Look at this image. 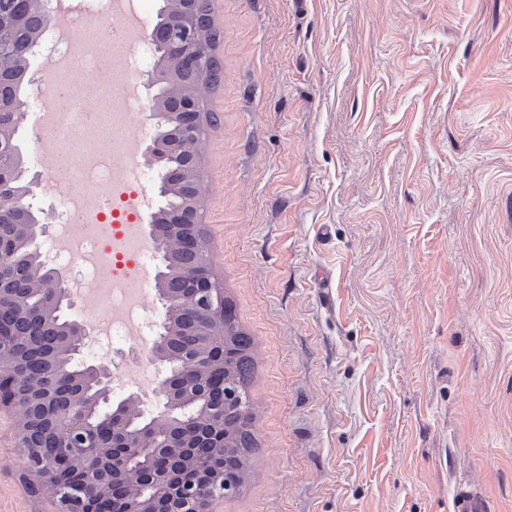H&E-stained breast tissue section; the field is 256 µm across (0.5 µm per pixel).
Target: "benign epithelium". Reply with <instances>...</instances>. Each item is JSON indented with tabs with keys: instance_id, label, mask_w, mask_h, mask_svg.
<instances>
[{
	"instance_id": "obj_1",
	"label": "benign epithelium",
	"mask_w": 512,
	"mask_h": 512,
	"mask_svg": "<svg viewBox=\"0 0 512 512\" xmlns=\"http://www.w3.org/2000/svg\"><path fill=\"white\" fill-rule=\"evenodd\" d=\"M162 18L174 36L158 29L156 43L163 60L177 58L182 70L152 71L148 82L205 73L213 46L199 38L211 22L200 0H177ZM52 19L47 0H0V410L14 417L26 472L50 491L56 512H215V503L235 491L223 472L206 485L178 483L168 467L152 464L160 457L176 461L192 448L224 447V415L243 402L224 390V288L212 273L201 224V150L183 148L186 138L202 141L207 101L187 95L170 112L162 89L151 106L163 128L150 148L153 164L164 170L160 193L175 200L152 216L148 237L159 251L177 237L195 259L175 264L166 256V271L157 277L164 331L151 354L171 368L158 385L160 410L147 416L132 396L110 404V365L81 373L64 367L88 331L62 316L66 295L57 270L33 261L43 257L37 238L44 225L29 202L34 181L25 178L15 133L22 86L35 80L33 43ZM156 416L168 420L165 430L149 425ZM60 423L65 434L58 441ZM135 472L145 494L115 496L113 480Z\"/></svg>"
}]
</instances>
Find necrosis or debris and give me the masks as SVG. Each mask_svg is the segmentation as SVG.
Listing matches in <instances>:
<instances>
[{
  "label": "necrosis or debris",
  "mask_w": 512,
  "mask_h": 512,
  "mask_svg": "<svg viewBox=\"0 0 512 512\" xmlns=\"http://www.w3.org/2000/svg\"><path fill=\"white\" fill-rule=\"evenodd\" d=\"M129 13V0H94L93 8L64 10L61 28H46L39 40L42 53L79 76L67 86L71 109L55 113L52 122L53 143L71 152L73 165L57 195L58 225L48 256L89 296L100 334L120 339L140 333L147 316L144 295L129 291L146 266L145 247L137 238L139 196L127 168L151 174L139 159L143 131L132 107L140 73L124 62L119 79L91 84L90 76L104 66L103 55L80 35L92 17ZM92 98L111 103L110 128L91 127Z\"/></svg>",
  "instance_id": "necrosis-or-debris-1"
}]
</instances>
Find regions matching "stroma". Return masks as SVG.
Returning <instances> with one entry per match:
<instances>
[{"label":"stroma","mask_w":512,"mask_h":512,"mask_svg":"<svg viewBox=\"0 0 512 512\" xmlns=\"http://www.w3.org/2000/svg\"><path fill=\"white\" fill-rule=\"evenodd\" d=\"M214 270L260 412L219 512H512V0H211ZM15 138L34 162L38 130ZM153 327L115 354L153 360ZM0 415V512H53Z\"/></svg>","instance_id":"obj_1"}]
</instances>
